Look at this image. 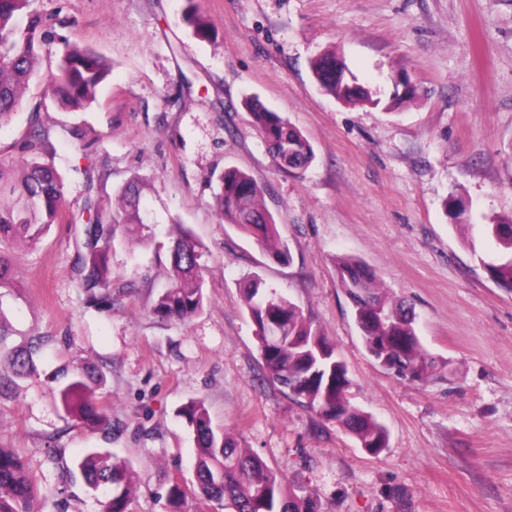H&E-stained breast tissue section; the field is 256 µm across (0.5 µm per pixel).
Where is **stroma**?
I'll list each match as a JSON object with an SVG mask.
<instances>
[{
	"mask_svg": "<svg viewBox=\"0 0 512 512\" xmlns=\"http://www.w3.org/2000/svg\"><path fill=\"white\" fill-rule=\"evenodd\" d=\"M213 26L194 39L186 0H32L53 36L26 94L0 122V157L18 158L28 105L43 99L64 44L112 66L84 108L48 104L45 125L75 130L92 184L65 173V220L35 247H15L19 285L4 308L22 338L52 335L54 364L87 362L121 431L75 425L52 387L32 378L0 400V445L17 449L45 491L37 512H99L64 466L85 449L134 462L131 512H164L171 478L193 481V435L179 409L204 401L214 423L253 450L316 512H512V290L483 260L492 237L456 223L450 196L512 216V0H195ZM333 51L357 83L414 96L391 111L345 105L314 81ZM258 97L311 143L306 170L272 158L244 105ZM234 165L264 184L289 263L220 220L215 174ZM143 178L150 242L117 232L112 303L86 304L78 267L86 193L111 213L115 191ZM202 247L204 308L180 321L153 304L170 285L171 224ZM356 258L385 295L410 304L425 348L447 361L424 382L395 377L368 354L336 266ZM259 276L336 344L350 402L388 431L374 455L321 419L262 368L241 288Z\"/></svg>",
	"mask_w": 512,
	"mask_h": 512,
	"instance_id": "stroma-1",
	"label": "stroma"
}]
</instances>
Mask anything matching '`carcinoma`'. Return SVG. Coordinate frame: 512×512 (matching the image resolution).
<instances>
[{
    "label": "carcinoma",
    "instance_id": "1",
    "mask_svg": "<svg viewBox=\"0 0 512 512\" xmlns=\"http://www.w3.org/2000/svg\"><path fill=\"white\" fill-rule=\"evenodd\" d=\"M182 19L191 36L206 40L210 21L187 0ZM30 0H0V121L21 106L23 94L35 74V63L50 42L42 19L29 10ZM344 61L334 52L319 56L313 74L319 86L336 100L350 105L379 106L381 94L347 77ZM109 67L94 51L69 44L64 46L49 91L53 101L65 108H79L95 100L97 88L107 78ZM45 102L30 110V124L39 129L33 139L18 143L20 159L0 161V364L6 362L11 376L0 375V399L17 393L20 382L39 374L38 362L54 337L38 335L26 344L10 347L3 298L16 287L12 257L4 246L16 241L36 245L50 227L66 215L69 202L64 181L53 158L54 132L41 124ZM253 122L262 131L278 166L302 170L314 161V150L302 133L257 98L245 101ZM217 208L224 223L232 224L262 246L269 257L290 261L286 241L275 215L265 203L264 187L246 171L228 166L219 177ZM446 209L452 218L472 227V203L450 196ZM85 220V253L81 258V287L86 302L105 306L111 302V283L103 277L109 246L120 229L136 228L144 241L151 239L150 220L143 205V182L133 180L116 194L112 220L104 218L95 201L86 197L82 206ZM483 230L492 235L499 248L497 257L484 264L491 279L512 289V217L482 216ZM176 238L170 248L171 285L157 297L153 311L162 318L185 320L204 305V278L197 243L175 224ZM338 279L353 304L358 325L369 353L389 340L402 342L390 353L391 372L409 381H422L448 367L423 346L415 328L414 314L405 302H393L378 287L376 276L364 264L342 259ZM246 311L255 327L263 366L271 380L304 400L319 417L332 421L352 435L361 447L379 453L387 447L385 426L369 413L354 407L346 397L347 369L336 355L334 345L303 316L300 308L262 279L252 278L243 291ZM47 378L55 384L58 409L68 418L99 426L112 434V420L98 407L93 387L103 376L87 366L63 364ZM192 428L196 451V481L188 485L172 479L166 492L167 512H189V502L216 504L227 512H315L313 502L288 492L282 477L256 454L241 447L224 429L212 425L204 402L191 401L179 410ZM133 462L106 448H88L66 470L70 481L80 479L102 494L103 512H129L130 474ZM41 487L25 470L20 457L0 448V512H34L33 503Z\"/></svg>",
    "mask_w": 512,
    "mask_h": 512
}]
</instances>
